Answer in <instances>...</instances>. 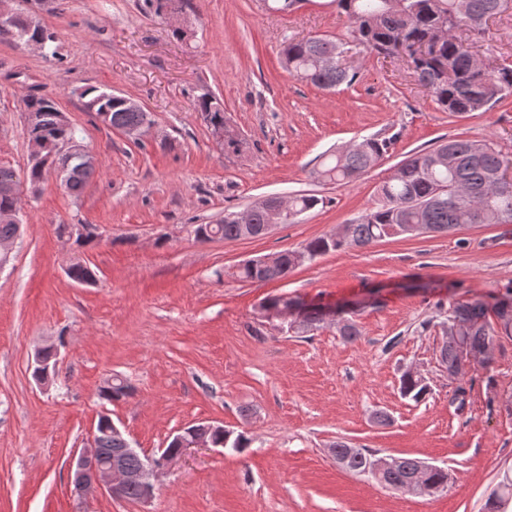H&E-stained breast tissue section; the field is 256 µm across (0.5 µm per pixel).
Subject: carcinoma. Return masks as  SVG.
<instances>
[{"instance_id": "obj_1", "label": "carcinoma", "mask_w": 512, "mask_h": 512, "mask_svg": "<svg viewBox=\"0 0 512 512\" xmlns=\"http://www.w3.org/2000/svg\"><path fill=\"white\" fill-rule=\"evenodd\" d=\"M340 12L352 22L351 36L363 48L378 55L399 54L398 46L410 51L408 68L416 82L429 89L437 102L447 111L465 115L490 109L501 99L512 95V65L501 64L481 68L474 65L471 45L458 31L466 29L476 38L485 36L487 22L502 9L508 0H333ZM38 39L45 54L54 57L55 37L38 21L19 16L14 27L0 29V40L24 42ZM340 55L336 41L324 38L288 39L282 56L288 72L302 81L322 90H331L351 82L357 75L354 69L329 66L327 61ZM87 98L84 108L95 114L101 123L114 130L139 126L149 120L145 109L132 110L123 99L104 90L89 88L82 93ZM200 112L207 125L224 123V105L215 97L201 99ZM24 109L37 114V124L27 129L29 137L42 141L53 151L62 142L76 136L75 129L63 121V112L56 101L47 95L31 97ZM392 140L371 136L355 147L331 154L312 171L314 178L326 183L350 182L376 166L386 155ZM58 163L69 166L67 178L60 181L66 192L78 196L84 190L96 168L80 169L67 164L60 156ZM505 164L503 156L489 140L452 139L430 150L407 156L393 174L378 189L374 207L343 225L338 234L318 237L303 246L313 259L330 251L346 248H367L387 237L412 235L420 225L436 233H449L461 224H512V183L500 184L497 174ZM323 203L314 195H294L288 198V214L283 224H292L296 216ZM234 213L224 214L218 224H199L195 237L208 242L216 237L226 241L241 236L242 225L233 219ZM293 269L291 260L284 257L272 266L261 265L260 259H251L240 269V278L250 282L284 279ZM68 276L78 283H91L95 272L76 263L68 269ZM303 314L302 332L317 328L325 320V313L296 303ZM468 324L463 338L446 340L439 349L440 356L450 367L457 358L460 346L485 354L481 364L490 363L494 338L512 336V314L503 317L498 307L488 308L483 302L457 303L449 308ZM401 391L416 401L425 399L429 386L420 376L405 372L401 377ZM132 389L120 381L112 388L99 390V397L108 402L128 398ZM98 447L108 459H120L129 466L138 464V456L124 451L126 439L112 432V426L100 418L97 425ZM213 447L246 448L249 438L242 433L212 435ZM336 455L344 461V469L359 476L366 470L373 454L363 448H353L344 441L333 445ZM386 488L402 490L407 485L425 486L438 491L448 486V471L435 466L422 467V461L398 457L389 470L376 478ZM512 500V481L504 482L500 491L486 502V512H501L502 506Z\"/></svg>"}]
</instances>
